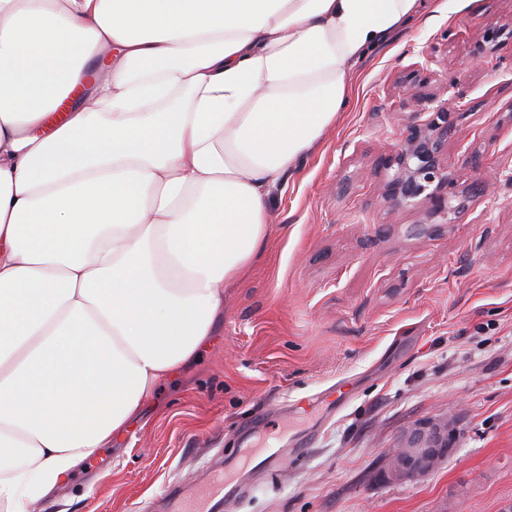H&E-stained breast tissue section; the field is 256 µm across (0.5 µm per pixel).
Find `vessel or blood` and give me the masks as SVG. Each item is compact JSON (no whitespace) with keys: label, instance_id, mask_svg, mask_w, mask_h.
Wrapping results in <instances>:
<instances>
[{"label":"vessel or blood","instance_id":"vessel-or-blood-1","mask_svg":"<svg viewBox=\"0 0 512 512\" xmlns=\"http://www.w3.org/2000/svg\"><path fill=\"white\" fill-rule=\"evenodd\" d=\"M243 456L247 471L270 474L277 471L283 449L279 446L259 450L247 448ZM245 487V481H231L221 471L187 490H170L164 499L165 512H213L216 506H229Z\"/></svg>","mask_w":512,"mask_h":512}]
</instances>
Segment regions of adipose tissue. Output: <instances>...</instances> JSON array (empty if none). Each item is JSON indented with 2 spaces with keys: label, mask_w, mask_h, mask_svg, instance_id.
<instances>
[{
  "label": "adipose tissue",
  "mask_w": 512,
  "mask_h": 512,
  "mask_svg": "<svg viewBox=\"0 0 512 512\" xmlns=\"http://www.w3.org/2000/svg\"><path fill=\"white\" fill-rule=\"evenodd\" d=\"M423 0H0V503L120 442Z\"/></svg>",
  "instance_id": "adipose-tissue-1"
}]
</instances>
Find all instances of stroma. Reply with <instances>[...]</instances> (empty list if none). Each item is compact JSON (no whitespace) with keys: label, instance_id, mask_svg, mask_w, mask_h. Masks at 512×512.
<instances>
[{"label":"stroma","instance_id":"stroma-1","mask_svg":"<svg viewBox=\"0 0 512 512\" xmlns=\"http://www.w3.org/2000/svg\"><path fill=\"white\" fill-rule=\"evenodd\" d=\"M442 2L358 64L348 108L274 191L265 250L208 348L26 512H158L246 440L287 454L228 512L512 507V0ZM419 68L426 93L456 97L454 191L503 175L449 225L381 196L409 122L397 83ZM446 414L464 428L448 458L387 481L402 432Z\"/></svg>","mask_w":512,"mask_h":512}]
</instances>
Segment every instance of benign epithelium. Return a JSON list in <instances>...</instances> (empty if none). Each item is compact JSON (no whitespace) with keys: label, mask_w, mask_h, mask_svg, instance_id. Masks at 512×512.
I'll use <instances>...</instances> for the list:
<instances>
[{"label":"benign epithelium","mask_w":512,"mask_h":512,"mask_svg":"<svg viewBox=\"0 0 512 512\" xmlns=\"http://www.w3.org/2000/svg\"><path fill=\"white\" fill-rule=\"evenodd\" d=\"M404 106L410 110L411 122L406 137L386 161L394 173L383 186V197L398 206L417 208L428 218L448 216L468 210V193L448 194L454 180L442 156L453 126V102L435 105L436 98L419 91L423 80L412 74L403 80ZM430 114L423 120L421 116ZM460 435L458 420L424 418L412 424L385 459L384 472L396 482L413 481L432 473L448 457Z\"/></svg>","instance_id":"7a95c632"}]
</instances>
